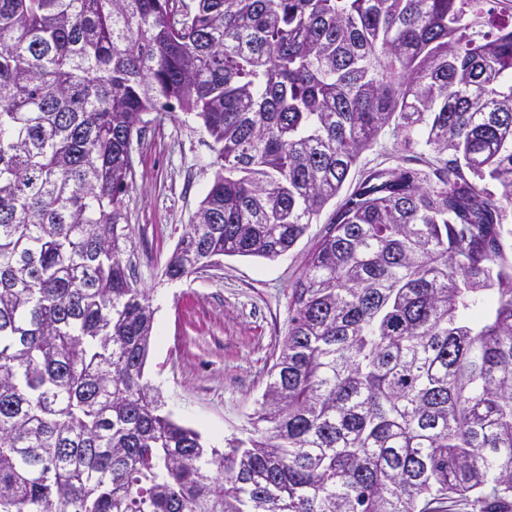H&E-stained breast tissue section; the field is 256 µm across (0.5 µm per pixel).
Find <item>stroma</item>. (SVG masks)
Masks as SVG:
<instances>
[{
    "label": "stroma",
    "instance_id": "obj_1",
    "mask_svg": "<svg viewBox=\"0 0 512 512\" xmlns=\"http://www.w3.org/2000/svg\"><path fill=\"white\" fill-rule=\"evenodd\" d=\"M147 119L132 143L123 255L157 309L147 374L176 418L220 446L248 426L287 332L290 288L324 226L311 225L277 260L224 256L219 266L166 281L162 271L209 189L214 153L208 134L181 111ZM412 156L392 129H384L359 157L337 203L366 172Z\"/></svg>",
    "mask_w": 512,
    "mask_h": 512
}]
</instances>
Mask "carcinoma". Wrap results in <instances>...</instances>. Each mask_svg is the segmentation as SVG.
<instances>
[{"instance_id": "cac0c4a2", "label": "carcinoma", "mask_w": 512, "mask_h": 512, "mask_svg": "<svg viewBox=\"0 0 512 512\" xmlns=\"http://www.w3.org/2000/svg\"><path fill=\"white\" fill-rule=\"evenodd\" d=\"M0 0V512H512V15L486 0ZM213 141L168 260L315 238L247 439L145 378L123 259L150 112Z\"/></svg>"}]
</instances>
